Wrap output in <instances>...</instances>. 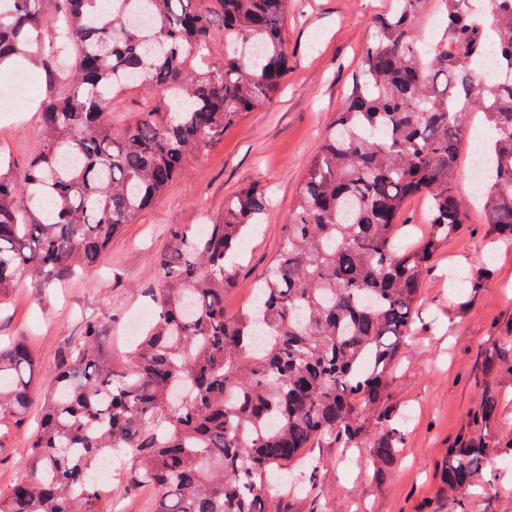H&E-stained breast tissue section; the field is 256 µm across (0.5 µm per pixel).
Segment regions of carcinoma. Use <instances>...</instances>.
<instances>
[{
    "label": "carcinoma",
    "mask_w": 512,
    "mask_h": 512,
    "mask_svg": "<svg viewBox=\"0 0 512 512\" xmlns=\"http://www.w3.org/2000/svg\"><path fill=\"white\" fill-rule=\"evenodd\" d=\"M42 0H0V66L27 57ZM217 3L222 62H212ZM479 27L468 0H395L377 19L354 88L305 171L279 254L236 315L224 314L245 239L272 198L259 187L224 201V218L174 235L159 259L152 326L124 366L103 322L44 388V416L23 458L28 478L0 491V512H110L117 488L94 478L106 448L145 459L137 480L155 512H281L290 479L314 483L319 441L369 447L377 475L400 456L388 388L413 339L425 275L464 224L455 194L464 118L482 115L484 179L472 200L512 245V73L479 85L467 58L512 63V0ZM288 0H55L48 75L64 87L41 118L46 144L15 174L0 158V294L29 273L46 285L95 265L112 236L168 188L186 160L245 112L270 101L288 72ZM160 97L112 133V99ZM427 227L406 243L410 199ZM33 357L0 345V438L32 402ZM498 400L486 391L448 449V495L483 465ZM386 431L372 434V422Z\"/></svg>",
    "instance_id": "carcinoma-1"
}]
</instances>
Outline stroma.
<instances>
[{
	"label": "stroma",
	"mask_w": 512,
	"mask_h": 512,
	"mask_svg": "<svg viewBox=\"0 0 512 512\" xmlns=\"http://www.w3.org/2000/svg\"><path fill=\"white\" fill-rule=\"evenodd\" d=\"M391 0H290L282 38L288 74L273 100L225 128L217 142L190 160L182 174L133 223L113 237L104 259L51 284L31 273L0 301V339H22L35 357L36 395L25 418L12 426L0 451V489L26 478L22 458L41 414L44 381L55 373L92 316L105 318L104 342L123 364L126 327L152 305L161 281L158 256L175 230L219 223L224 200L239 189L270 188L274 205L247 239L231 271L227 314L251 300L253 283L283 243L302 177L348 97L376 16ZM39 99L13 102L0 121V155L21 172L43 143ZM459 237L436 256L425 276L416 340L389 388L393 413L403 420L404 448L385 479H376L366 449L346 453L318 445L312 493L288 497L285 512H456L441 481L443 462L467 429L482 388L501 395L495 442L474 487L469 512H512V468L498 465L499 447L512 443V383L489 369V355L512 359V246L490 247L479 210L468 208ZM487 267L479 290L459 289L456 274ZM482 377L483 387L473 384Z\"/></svg>",
	"instance_id": "stroma-1"
}]
</instances>
